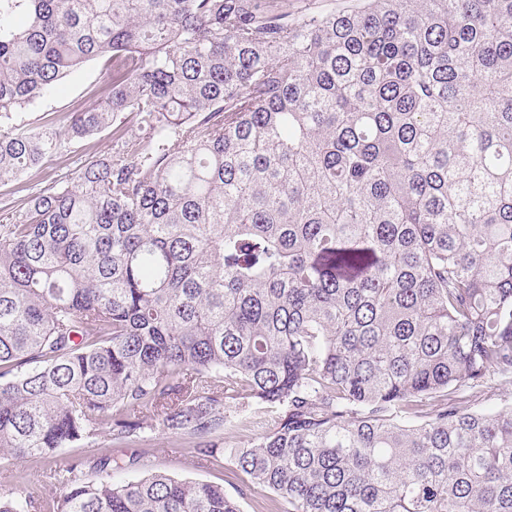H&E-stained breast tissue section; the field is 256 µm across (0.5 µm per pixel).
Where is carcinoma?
I'll use <instances>...</instances> for the list:
<instances>
[{"mask_svg": "<svg viewBox=\"0 0 512 512\" xmlns=\"http://www.w3.org/2000/svg\"><path fill=\"white\" fill-rule=\"evenodd\" d=\"M96 59L104 103L30 123ZM120 112L110 152L20 183ZM9 182L1 457L149 429L285 512H512V404L450 398L512 386V0H0ZM89 468L0 512H240L162 472L115 484L108 452ZM284 8L288 9V12H294L311 6L317 7L318 9H325L328 11H339L343 7L354 3L352 0H280Z\"/></svg>", "mask_w": 512, "mask_h": 512, "instance_id": "1", "label": "carcinoma"}]
</instances>
